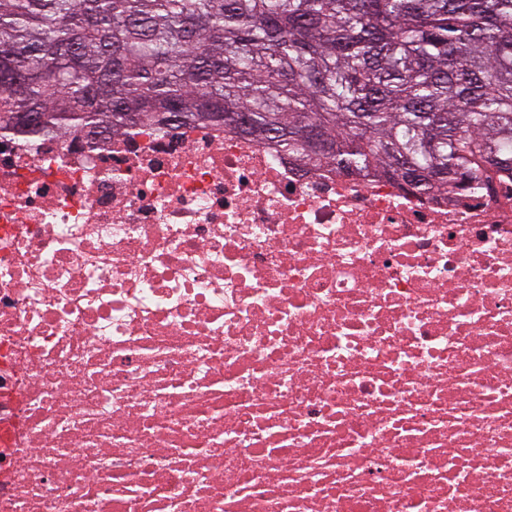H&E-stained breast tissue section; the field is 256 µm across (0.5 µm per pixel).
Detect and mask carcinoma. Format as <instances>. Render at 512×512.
I'll list each match as a JSON object with an SVG mask.
<instances>
[{"label":"carcinoma","mask_w":512,"mask_h":512,"mask_svg":"<svg viewBox=\"0 0 512 512\" xmlns=\"http://www.w3.org/2000/svg\"><path fill=\"white\" fill-rule=\"evenodd\" d=\"M2 94L22 137L220 121L358 176L492 191L512 173V0H0Z\"/></svg>","instance_id":"cac0c4a2"}]
</instances>
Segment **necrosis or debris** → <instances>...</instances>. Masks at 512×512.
I'll return each mask as SVG.
<instances>
[{"label":"necrosis or debris","mask_w":512,"mask_h":512,"mask_svg":"<svg viewBox=\"0 0 512 512\" xmlns=\"http://www.w3.org/2000/svg\"><path fill=\"white\" fill-rule=\"evenodd\" d=\"M0 512H512V175L0 130Z\"/></svg>","instance_id":"4bbe7bcc"}]
</instances>
